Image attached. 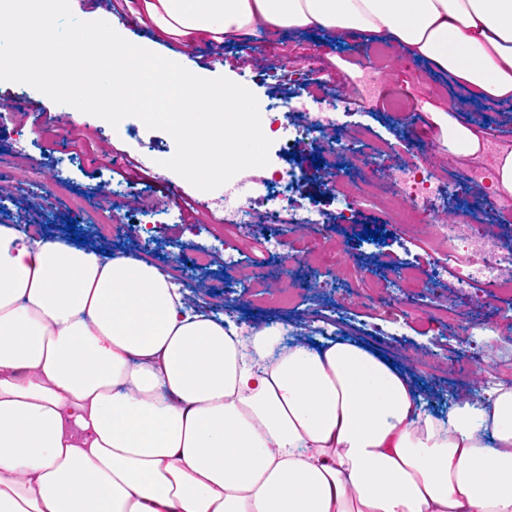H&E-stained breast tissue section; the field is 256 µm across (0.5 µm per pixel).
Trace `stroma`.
<instances>
[{"mask_svg":"<svg viewBox=\"0 0 512 512\" xmlns=\"http://www.w3.org/2000/svg\"><path fill=\"white\" fill-rule=\"evenodd\" d=\"M189 71L205 78L224 76L249 86L260 108L286 105L283 96L271 95L270 86L294 78L296 70H315L319 85L309 86L307 101L323 99V84L334 83L344 101L343 131L354 145L352 156L333 154L321 141L314 142L296 159H289L283 145L291 130L304 121H289L272 138L269 170L293 167L301 188L294 203L301 210L320 211L326 237L290 222L252 220L244 233L222 222L214 201L223 189L203 192L176 174L165 175L159 163L176 149L170 134L149 129L135 117L122 120L121 131L98 117L81 114L74 126L84 135L85 147L70 162H63L64 142L59 114H73L72 106L53 102L31 86L0 82V95L9 103L0 107V163L12 171L0 180V224H36L45 236L64 235L75 223L79 237L105 249L129 250L154 261L184 283L191 299L221 313L231 310L234 320L265 323L285 321L297 336L321 335L324 322H334L335 333L361 341L388 359L414 371L422 383L430 410L447 413L472 387L471 374L484 360L493 358L506 342L501 333L512 324V294H496L486 286L463 288L458 272L465 256L448 261L440 278L430 279L434 260L441 254L433 240V220L447 215L449 205L434 199L419 203L409 224H393L388 209L377 197L373 178L407 164L426 143L437 150L431 168L440 181L463 175L472 162L468 155H451L443 148L444 133L434 110L457 98L460 89L427 63L406 58L403 50L375 40L368 51L384 50L386 80L380 96L360 94L357 78L360 61L349 37L331 31L310 33L289 29L277 39L264 30L216 42L204 40L188 46L159 38ZM262 48L258 66L246 69L236 63L244 46ZM407 103L404 112L390 111L387 102ZM39 101L48 116L34 120L27 102ZM422 112L424 134H416L409 110ZM466 114L481 140L512 148V102L467 101ZM348 173L345 187L361 202L349 219H342L329 176ZM84 197L82 211L70 208L67 193ZM454 205L478 216L489 235L512 239V218L489 206L480 196H456ZM117 211L121 225L103 236L96 225L102 212ZM137 226V236L123 234L122 224ZM382 233L383 241L364 239L365 230ZM288 240L280 253L265 254L262 243L269 236ZM234 253L228 264L226 253ZM263 260L267 275L254 278L255 260ZM335 277H328V269ZM296 289L283 305L270 298L281 285ZM499 331L488 338V329ZM478 346L465 352V336Z\"/></svg>","mask_w":512,"mask_h":512,"instance_id":"stroma-1","label":"stroma"}]
</instances>
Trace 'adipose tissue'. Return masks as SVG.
Returning <instances> with one entry per match:
<instances>
[{
  "label": "adipose tissue",
  "instance_id": "1",
  "mask_svg": "<svg viewBox=\"0 0 512 512\" xmlns=\"http://www.w3.org/2000/svg\"><path fill=\"white\" fill-rule=\"evenodd\" d=\"M186 43L387 38L512 99V0H142ZM444 145L481 142L456 103ZM151 261L0 224V512H512V387L447 417L363 343L286 345Z\"/></svg>",
  "mask_w": 512,
  "mask_h": 512
}]
</instances>
